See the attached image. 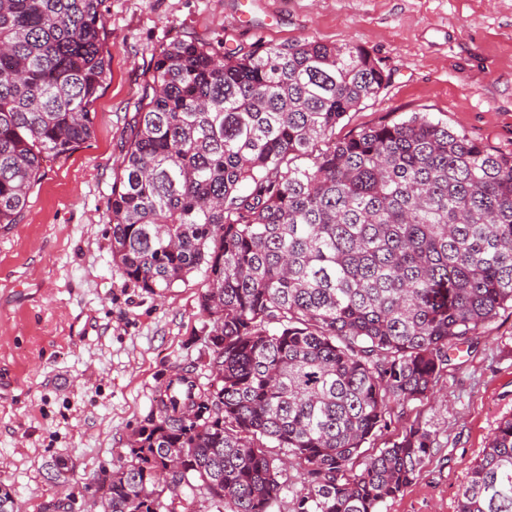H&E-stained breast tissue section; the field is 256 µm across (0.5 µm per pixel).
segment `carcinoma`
Listing matches in <instances>:
<instances>
[{"label":"carcinoma","instance_id":"obj_1","mask_svg":"<svg viewBox=\"0 0 512 512\" xmlns=\"http://www.w3.org/2000/svg\"><path fill=\"white\" fill-rule=\"evenodd\" d=\"M101 3L0 0V224L93 134ZM389 79L347 43L161 51L112 183V261L151 294L203 273L215 341L208 381L170 378L100 479L104 512H156L155 476L180 455L172 483L224 512H271L289 457L294 512H379L417 477L421 425L361 448L512 309V156L421 113L335 139ZM457 512H512V417Z\"/></svg>","mask_w":512,"mask_h":512}]
</instances>
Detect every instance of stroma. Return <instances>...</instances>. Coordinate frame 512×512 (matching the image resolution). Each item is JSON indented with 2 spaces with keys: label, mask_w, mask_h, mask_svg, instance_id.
Wrapping results in <instances>:
<instances>
[{
  "label": "stroma",
  "mask_w": 512,
  "mask_h": 512,
  "mask_svg": "<svg viewBox=\"0 0 512 512\" xmlns=\"http://www.w3.org/2000/svg\"><path fill=\"white\" fill-rule=\"evenodd\" d=\"M101 11L110 72L93 135L48 165L18 223L0 225V486L20 512H94L97 476L145 425L158 391L208 361L202 274L159 296L112 262V184L140 88L167 44L358 45L391 79L337 137L425 112L512 155V0H102ZM511 416L506 310L454 354L435 398L406 410L402 422L419 423L434 445L380 512H456L469 466ZM58 458L70 470L56 481L46 465Z\"/></svg>",
  "instance_id": "35a3bbf8"
}]
</instances>
